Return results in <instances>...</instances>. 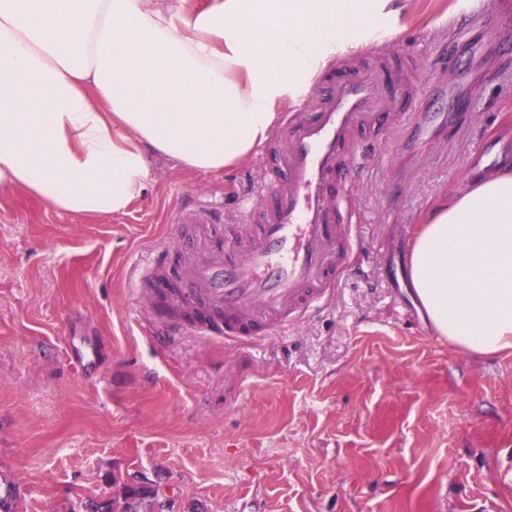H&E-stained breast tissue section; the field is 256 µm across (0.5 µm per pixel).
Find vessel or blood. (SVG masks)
Listing matches in <instances>:
<instances>
[{"label": "vessel or blood", "instance_id": "b4317fda", "mask_svg": "<svg viewBox=\"0 0 512 512\" xmlns=\"http://www.w3.org/2000/svg\"><path fill=\"white\" fill-rule=\"evenodd\" d=\"M388 70L376 54L338 81L316 77L312 111L287 119L260 152L268 203L247 207L245 232L226 250L201 244L222 226L212 204L183 216L190 231L174 275L189 288L174 298L221 312L203 332L229 342L259 341L332 297L357 246L347 194L362 165L355 134L369 124H388L405 97Z\"/></svg>", "mask_w": 512, "mask_h": 512}]
</instances>
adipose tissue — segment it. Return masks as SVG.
<instances>
[{
    "label": "adipose tissue",
    "instance_id": "adipose-tissue-1",
    "mask_svg": "<svg viewBox=\"0 0 512 512\" xmlns=\"http://www.w3.org/2000/svg\"><path fill=\"white\" fill-rule=\"evenodd\" d=\"M394 0H0V188L76 215L127 212L152 157L214 173L368 39ZM415 293L464 351L512 350V171L433 206Z\"/></svg>",
    "mask_w": 512,
    "mask_h": 512
}]
</instances>
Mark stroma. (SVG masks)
I'll use <instances>...</instances> for the list:
<instances>
[{"label":"stroma","mask_w":512,"mask_h":512,"mask_svg":"<svg viewBox=\"0 0 512 512\" xmlns=\"http://www.w3.org/2000/svg\"><path fill=\"white\" fill-rule=\"evenodd\" d=\"M476 54L456 0H408L377 45L433 115L365 128L352 257L322 312L259 343L167 337L134 284L174 259L197 190L237 214L257 155L219 173L159 160L127 213L88 219L0 189V478L21 512H84L138 476L172 512H512V354L439 336L407 290L432 206L512 156V12ZM490 160L472 163L481 145Z\"/></svg>","instance_id":"stroma-1"}]
</instances>
